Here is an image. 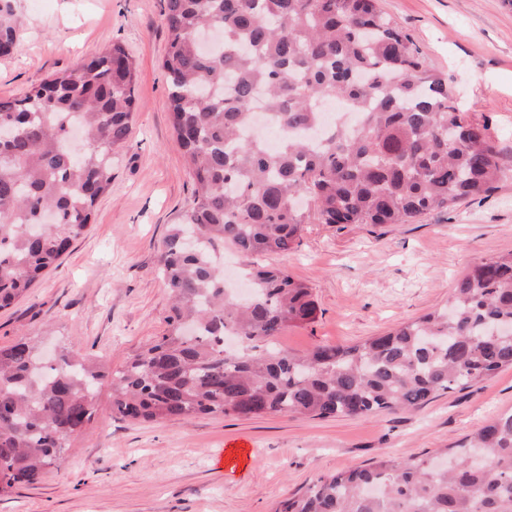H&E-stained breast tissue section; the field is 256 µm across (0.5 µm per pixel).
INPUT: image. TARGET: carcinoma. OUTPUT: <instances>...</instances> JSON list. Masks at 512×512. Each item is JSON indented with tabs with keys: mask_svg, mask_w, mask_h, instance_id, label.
I'll use <instances>...</instances> for the list:
<instances>
[{
	"mask_svg": "<svg viewBox=\"0 0 512 512\" xmlns=\"http://www.w3.org/2000/svg\"><path fill=\"white\" fill-rule=\"evenodd\" d=\"M171 125L193 205L165 238L174 304L168 333L107 373L63 349H0V496L36 483L93 415L161 424L199 415L312 418L417 409L512 366V253L481 262L435 310L354 345L284 350L316 319L310 288L285 268L246 272L226 293L216 252H287L306 224H410L487 194L502 176L487 127L457 104L379 0H165ZM18 28L0 0V55ZM136 67L123 46L0 100V309L23 297L90 226L128 147ZM268 109L257 125L258 99ZM339 102L357 127L327 121ZM452 464L380 455L322 476L275 512H512V412L480 428Z\"/></svg>",
	"mask_w": 512,
	"mask_h": 512,
	"instance_id": "1",
	"label": "carcinoma"
}]
</instances>
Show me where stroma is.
<instances>
[{"instance_id": "35a3bbf8", "label": "stroma", "mask_w": 512, "mask_h": 512, "mask_svg": "<svg viewBox=\"0 0 512 512\" xmlns=\"http://www.w3.org/2000/svg\"><path fill=\"white\" fill-rule=\"evenodd\" d=\"M430 67L447 75L466 112L487 124L503 175L488 194L410 224H309L278 254L225 250L233 273L284 266L312 291L314 322L281 347L354 344L442 308L476 263L512 252V7L503 0H379ZM19 38L0 55V98L121 43L137 69L130 143L112 160L111 190L89 232L28 294L0 309V347L27 339L120 369L168 328L171 299L159 250L193 200L172 131L161 61L163 0H13ZM505 412L512 367L419 409L377 417L198 416L151 425L117 418L100 387L87 428L60 464L0 498V512H275L319 477L383 453L433 458ZM246 443L248 460L236 462Z\"/></svg>"}]
</instances>
